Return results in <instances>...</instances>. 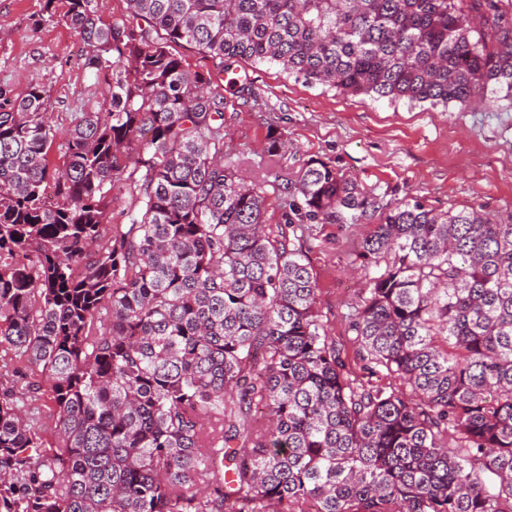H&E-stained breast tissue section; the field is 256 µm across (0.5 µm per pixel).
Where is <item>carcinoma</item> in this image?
<instances>
[{"label": "carcinoma", "instance_id": "carcinoma-1", "mask_svg": "<svg viewBox=\"0 0 512 512\" xmlns=\"http://www.w3.org/2000/svg\"><path fill=\"white\" fill-rule=\"evenodd\" d=\"M53 4L109 80L59 168L48 96L0 88V512H512V222L311 159L273 230L224 163V93L171 51L347 96L512 100L502 0H126L110 23ZM310 224L373 225L349 331L416 400L344 375Z\"/></svg>", "mask_w": 512, "mask_h": 512}]
</instances>
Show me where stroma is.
Segmentation results:
<instances>
[{
    "mask_svg": "<svg viewBox=\"0 0 512 512\" xmlns=\"http://www.w3.org/2000/svg\"><path fill=\"white\" fill-rule=\"evenodd\" d=\"M83 42L64 23L51 22L45 0H0V86L12 98L41 87L52 103L58 135L50 149L59 162L65 134L84 112L94 111L106 87L81 64ZM190 70L212 74L223 85L225 150L242 161L246 176L264 179L267 223L280 222L283 180L312 158L376 194L417 200L437 210L480 208L512 220V101L495 96L443 109L385 99L346 96L309 86L279 67L238 61L215 73L210 59L189 45L173 48ZM238 80L241 90L229 89ZM263 103L255 105L252 95ZM287 142L278 167L264 148L270 130ZM367 224H313L306 237L317 281V311L342 346L348 377L410 393L408 384L369 372L348 323L367 294L369 276L356 257Z\"/></svg>",
    "mask_w": 512,
    "mask_h": 512,
    "instance_id": "stroma-1",
    "label": "stroma"
}]
</instances>
